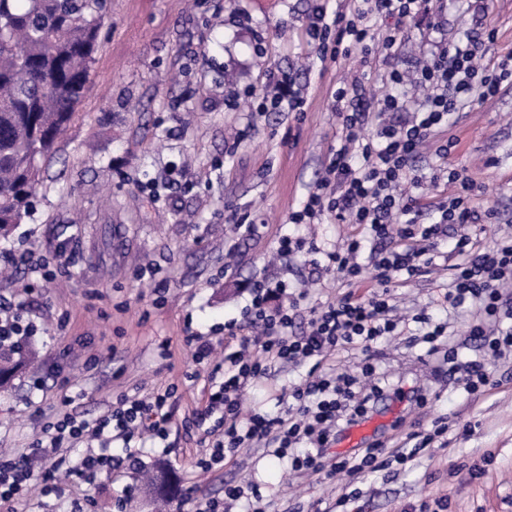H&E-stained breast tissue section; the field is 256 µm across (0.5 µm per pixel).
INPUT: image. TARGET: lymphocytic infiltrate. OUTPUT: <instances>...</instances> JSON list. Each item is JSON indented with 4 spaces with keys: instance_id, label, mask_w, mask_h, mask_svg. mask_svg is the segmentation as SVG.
I'll use <instances>...</instances> for the list:
<instances>
[{
    "instance_id": "1",
    "label": "lymphocytic infiltrate",
    "mask_w": 512,
    "mask_h": 512,
    "mask_svg": "<svg viewBox=\"0 0 512 512\" xmlns=\"http://www.w3.org/2000/svg\"><path fill=\"white\" fill-rule=\"evenodd\" d=\"M418 5L419 0H356L350 19L342 11H329L326 0H318L304 35L320 58L335 59L340 51L338 46L328 47V31H335L338 45L360 44L372 37L368 16L412 19ZM487 43L475 34L432 54L420 72L419 81L428 90L420 106L390 94L383 108H375L359 81L336 90V144L322 176L288 221L357 224L365 234L326 250L283 233L276 254L287 258L308 251L315 267L343 275L351 289L337 301L311 306L301 331L297 310L306 292L288 291L282 281L273 287L255 284L242 318L224 326V356L219 361L210 342L188 332L187 341L196 344L197 363L213 366L206 379L207 400L194 413L198 426L212 414L220 416L219 428L207 432L210 463H223L241 449L260 444L287 460L291 471L328 479L406 468L433 441L431 431L413 432V446L394 452L376 441L352 457L329 453L349 425L367 418L371 403L389 382L380 368L383 341L408 336L410 346L446 368L468 394L484 391L492 383V368L512 361V235L484 247L468 232L479 219L496 217L495 210L481 213L471 205L473 198L484 194V186L466 169L449 168L451 146L445 143L435 150L439 165L430 183L437 188L446 180L457 190L437 204L434 221L418 223L419 195L400 190L422 147L438 130L447 128L460 109L512 80V65L501 64L496 71L482 66ZM365 250L373 259L374 285L359 295L354 287L362 281L359 256ZM449 264L454 273L436 286L431 310L409 319L399 315L395 289ZM437 309L466 313L465 338H458L450 322L434 317ZM342 350L362 353L360 375L327 368V361ZM305 364L310 367L308 375L289 389L286 410L275 416L243 413L242 391L248 383L267 378L278 368ZM171 396V388H157L144 397L123 396L110 412L93 420L68 412L57 416L29 451L0 462V512H30L28 485L35 463H63L66 449L82 447L76 467L82 478L134 468L138 452L131 447L133 440L168 437ZM117 441L124 445L118 453L112 450Z\"/></svg>"
}]
</instances>
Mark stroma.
<instances>
[{"instance_id":"obj_1","label":"stroma","mask_w":512,"mask_h":512,"mask_svg":"<svg viewBox=\"0 0 512 512\" xmlns=\"http://www.w3.org/2000/svg\"><path fill=\"white\" fill-rule=\"evenodd\" d=\"M442 26L426 16L408 23L392 52L381 40L393 22L373 23L370 64L360 49L321 62L301 37L313 0H110L93 65L92 84L58 143L30 216L0 238V265L15 275L0 281V296L27 282L19 251L71 261L55 276L32 282L43 313L30 342L38 362L0 393V456L15 457L60 413L91 419L121 396L147 395L175 386L167 448L144 440L141 471L101 474L90 483L58 469L63 491L52 512H153L140 483L142 472L173 466L179 503L200 494L223 497L225 485L260 486L267 512H315L335 507L350 487L360 488L366 512H512V364L498 366L494 384L468 395L432 380L431 368L393 337L386 367L410 391L431 379L430 404L410 410L391 397L381 407L375 433L389 451L407 447L415 423L447 416L412 467L362 476L353 486L311 474L287 477L269 449H242L233 459L202 471L204 449L183 423L203 404L185 327L219 342L224 325L240 319L260 280L285 279L308 289L311 302H326L347 288L342 275L314 269L307 254L272 257L288 214L297 210L322 175L339 120L333 94L361 77L376 97L388 94L392 70L413 77L421 60L467 34L494 32L483 60L495 68L512 53V0H489L481 10L468 0H437ZM273 80L299 89L301 112L255 109L253 92ZM458 140L448 158L486 187L476 209L494 207L499 221L470 231L492 243L512 233V82L459 113L451 129ZM162 184V200L149 203L140 183ZM262 223L260 234L233 238L231 215ZM235 262L225 266L229 239ZM165 281L164 293L154 290ZM168 344L170 357L159 355ZM68 378L66 389L40 391L34 381L53 363ZM307 367H284L247 403L278 412L283 387ZM74 396L65 405V396Z\"/></svg>"}]
</instances>
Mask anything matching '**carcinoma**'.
<instances>
[{
	"mask_svg": "<svg viewBox=\"0 0 512 512\" xmlns=\"http://www.w3.org/2000/svg\"><path fill=\"white\" fill-rule=\"evenodd\" d=\"M106 0H0V237L30 215L43 179L91 79ZM36 360L23 344L0 353V392ZM148 488L178 492L172 473Z\"/></svg>",
	"mask_w": 512,
	"mask_h": 512,
	"instance_id": "cac0c4a2",
	"label": "carcinoma"
}]
</instances>
